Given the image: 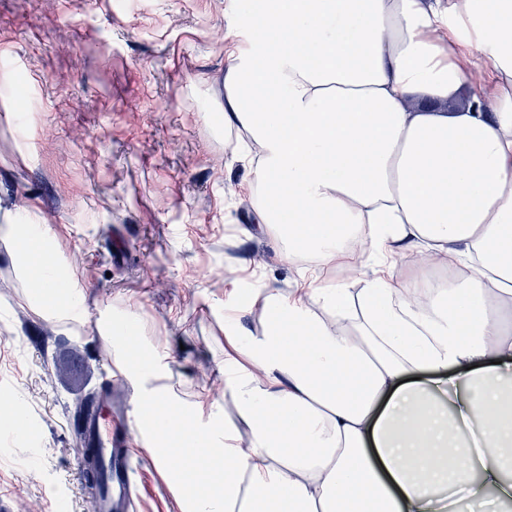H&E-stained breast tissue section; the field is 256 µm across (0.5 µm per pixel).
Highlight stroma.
Wrapping results in <instances>:
<instances>
[{
	"mask_svg": "<svg viewBox=\"0 0 512 512\" xmlns=\"http://www.w3.org/2000/svg\"><path fill=\"white\" fill-rule=\"evenodd\" d=\"M244 46L238 0H0V50L22 62L0 73V222L38 210L91 309L68 326L29 308L0 250V384L39 438L0 447V512H86L72 417L102 386L129 397L103 332L114 311H135L168 347L184 402L219 403L225 316L260 334L269 314L254 285L301 286L303 265L279 259L224 147V68ZM116 227L130 244L118 263ZM71 348L76 384L57 367ZM132 454L137 512H179L151 456Z\"/></svg>",
	"mask_w": 512,
	"mask_h": 512,
	"instance_id": "stroma-1",
	"label": "stroma"
}]
</instances>
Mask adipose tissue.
<instances>
[{
    "label": "adipose tissue",
    "instance_id": "adipose-tissue-1",
    "mask_svg": "<svg viewBox=\"0 0 512 512\" xmlns=\"http://www.w3.org/2000/svg\"><path fill=\"white\" fill-rule=\"evenodd\" d=\"M224 128L280 256L377 255L362 284L256 288L261 335L224 319V401L185 406L135 313L115 363L179 512H445L512 501V0H242ZM463 104H456L458 94ZM0 238L28 304L86 320L54 233L23 210ZM422 271L398 288V255Z\"/></svg>",
    "mask_w": 512,
    "mask_h": 512
}]
</instances>
